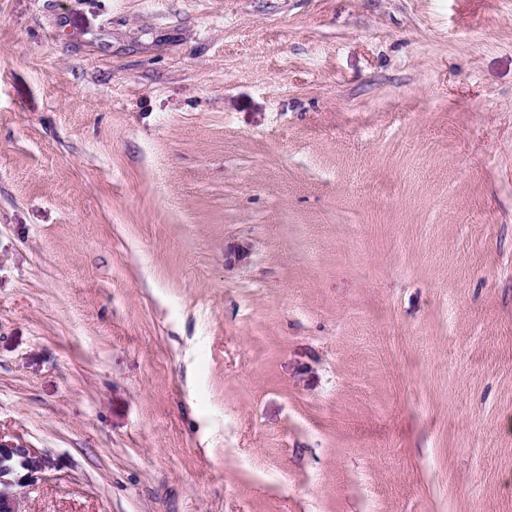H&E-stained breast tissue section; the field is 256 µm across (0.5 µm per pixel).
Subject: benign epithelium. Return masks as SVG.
<instances>
[{"label": "benign epithelium", "mask_w": 512, "mask_h": 512, "mask_svg": "<svg viewBox=\"0 0 512 512\" xmlns=\"http://www.w3.org/2000/svg\"><path fill=\"white\" fill-rule=\"evenodd\" d=\"M51 462L37 448L0 441V512H22L18 487H34L44 479Z\"/></svg>", "instance_id": "7a95c632"}]
</instances>
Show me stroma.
Listing matches in <instances>:
<instances>
[{"instance_id": "35a3bbf8", "label": "stroma", "mask_w": 512, "mask_h": 512, "mask_svg": "<svg viewBox=\"0 0 512 512\" xmlns=\"http://www.w3.org/2000/svg\"><path fill=\"white\" fill-rule=\"evenodd\" d=\"M0 440L25 512H512V0H0ZM51 462L37 448L0 440V512H23L16 487H34L44 479Z\"/></svg>"}]
</instances>
